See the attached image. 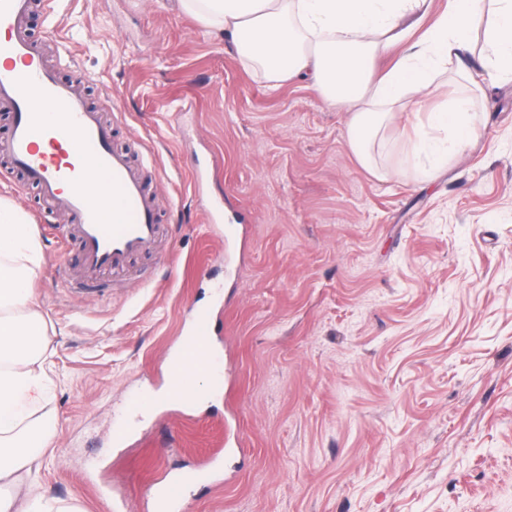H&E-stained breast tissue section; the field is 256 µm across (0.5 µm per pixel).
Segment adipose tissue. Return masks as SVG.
Listing matches in <instances>:
<instances>
[{
	"label": "adipose tissue",
	"instance_id": "1",
	"mask_svg": "<svg viewBox=\"0 0 512 512\" xmlns=\"http://www.w3.org/2000/svg\"><path fill=\"white\" fill-rule=\"evenodd\" d=\"M431 0H176L178 10L230 38L244 66L270 87L309 77L322 98L347 114V143L378 179L373 150L396 112L429 92L448 63L458 78L447 101L426 114L435 136L406 133L421 181L435 178L450 152L476 134L473 95L482 81L512 80V0H449L429 21ZM490 48L482 76L464 60L477 21ZM406 47L385 75L374 64ZM43 255L26 215L0 200V512H78L54 496H22L57 417L47 405L53 354L42 312L29 288Z\"/></svg>",
	"mask_w": 512,
	"mask_h": 512
}]
</instances>
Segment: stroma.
<instances>
[{"mask_svg":"<svg viewBox=\"0 0 512 512\" xmlns=\"http://www.w3.org/2000/svg\"><path fill=\"white\" fill-rule=\"evenodd\" d=\"M25 26L111 110L161 226L131 286H84L60 242L69 215L0 159V198L41 246L32 287L54 349L34 493L152 512V485L210 464L181 512H512V82L429 183L400 113L379 180L309 80L269 88L175 0H55ZM201 310L222 394L131 417Z\"/></svg>","mask_w":512,"mask_h":512,"instance_id":"stroma-1","label":"stroma"}]
</instances>
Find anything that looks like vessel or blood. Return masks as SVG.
Masks as SVG:
<instances>
[{"label":"vessel or blood","mask_w":512,"mask_h":512,"mask_svg":"<svg viewBox=\"0 0 512 512\" xmlns=\"http://www.w3.org/2000/svg\"><path fill=\"white\" fill-rule=\"evenodd\" d=\"M36 0H0V111L13 115L0 137L6 156L51 204L71 214L68 238L81 251L78 277L98 281L126 275L137 258L152 254L160 237L154 198L128 154L112 146V121L90 109L46 60L41 42L32 39L25 20ZM54 116L45 126V113ZM48 138V149L37 141ZM102 186L110 204L94 199ZM210 321H197L184 359L168 368V391L208 369Z\"/></svg>","instance_id":"obj_1"}]
</instances>
